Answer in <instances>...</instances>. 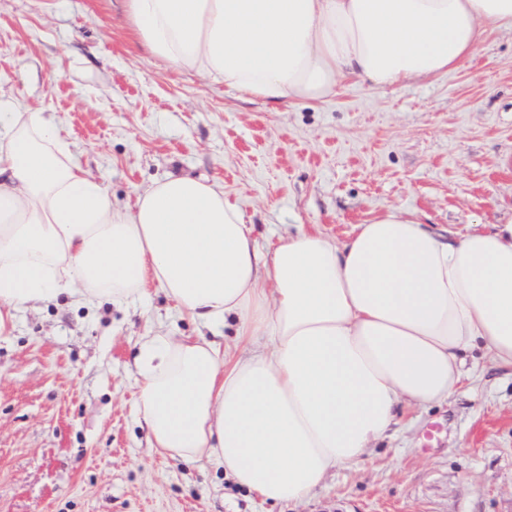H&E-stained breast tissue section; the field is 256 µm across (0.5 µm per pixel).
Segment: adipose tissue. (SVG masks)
I'll return each instance as SVG.
<instances>
[{
	"label": "adipose tissue",
	"instance_id": "1",
	"mask_svg": "<svg viewBox=\"0 0 512 512\" xmlns=\"http://www.w3.org/2000/svg\"><path fill=\"white\" fill-rule=\"evenodd\" d=\"M124 3L152 55L269 102L451 71L512 29V0ZM152 289L210 333L142 339L140 423L267 504L360 465L400 400L448 399L474 344L512 365V222L445 238L388 210L344 243L300 229L264 253L218 184L171 176L116 207L55 122L1 104L0 332L36 301ZM229 325L244 352L221 342Z\"/></svg>",
	"mask_w": 512,
	"mask_h": 512
}]
</instances>
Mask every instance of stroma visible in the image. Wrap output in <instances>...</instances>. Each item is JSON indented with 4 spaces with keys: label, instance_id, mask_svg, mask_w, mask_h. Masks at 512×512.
Returning a JSON list of instances; mask_svg holds the SVG:
<instances>
[{
    "label": "stroma",
    "instance_id": "obj_1",
    "mask_svg": "<svg viewBox=\"0 0 512 512\" xmlns=\"http://www.w3.org/2000/svg\"><path fill=\"white\" fill-rule=\"evenodd\" d=\"M0 100L53 118L114 205L170 175L219 183L258 240L344 241L389 209L447 235L512 220V31L445 74L270 103L174 69L123 0H0ZM164 294L61 297L0 335V512H512V367L474 349L447 401L401 403L363 465L266 508L138 422L141 337L194 336Z\"/></svg>",
    "mask_w": 512,
    "mask_h": 512
}]
</instances>
